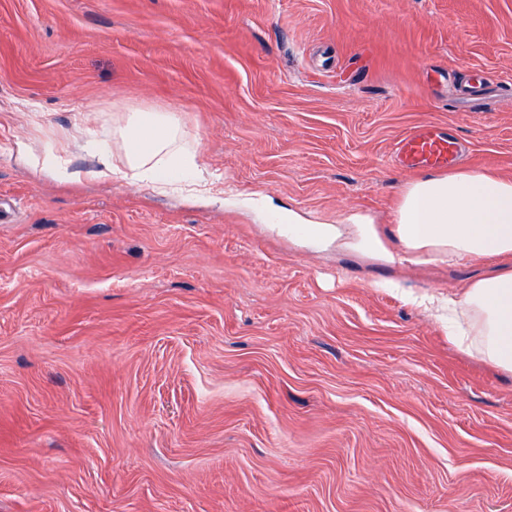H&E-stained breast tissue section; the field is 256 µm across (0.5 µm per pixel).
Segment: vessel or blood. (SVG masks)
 <instances>
[{
    "mask_svg": "<svg viewBox=\"0 0 512 512\" xmlns=\"http://www.w3.org/2000/svg\"><path fill=\"white\" fill-rule=\"evenodd\" d=\"M463 151L460 141L434 125L414 128L395 144V162L406 169L447 168Z\"/></svg>",
    "mask_w": 512,
    "mask_h": 512,
    "instance_id": "b4317fda",
    "label": "vessel or blood"
}]
</instances>
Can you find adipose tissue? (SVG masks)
<instances>
[{
  "mask_svg": "<svg viewBox=\"0 0 512 512\" xmlns=\"http://www.w3.org/2000/svg\"><path fill=\"white\" fill-rule=\"evenodd\" d=\"M112 137L121 150L97 145L96 178L144 182L161 191H206L197 153L172 113H125ZM276 230L320 250L346 249L390 264L506 259V266L461 294L413 295L409 301L434 313L460 350L512 374V179L467 169L430 172L409 182L392 226L394 249L359 212L341 224H311L292 212Z\"/></svg>",
  "mask_w": 512,
  "mask_h": 512,
  "instance_id": "obj_1",
  "label": "adipose tissue"
}]
</instances>
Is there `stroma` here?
<instances>
[{
    "label": "stroma",
    "mask_w": 512,
    "mask_h": 512,
    "mask_svg": "<svg viewBox=\"0 0 512 512\" xmlns=\"http://www.w3.org/2000/svg\"><path fill=\"white\" fill-rule=\"evenodd\" d=\"M134 110L206 194L95 178L86 127ZM426 123L512 178V0H0V512H512V375L404 297L499 260L267 228L390 230ZM53 148L80 181L27 164Z\"/></svg>",
    "instance_id": "1"
}]
</instances>
